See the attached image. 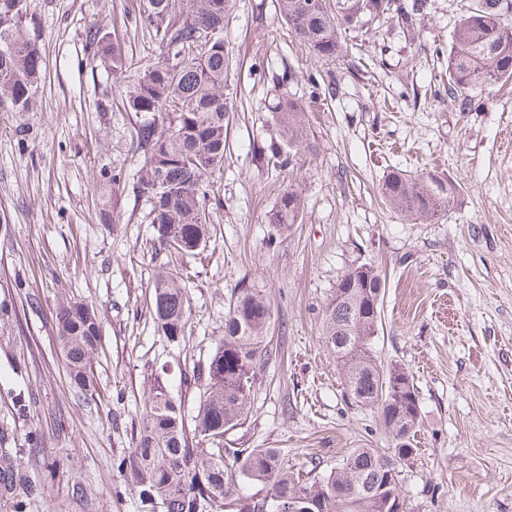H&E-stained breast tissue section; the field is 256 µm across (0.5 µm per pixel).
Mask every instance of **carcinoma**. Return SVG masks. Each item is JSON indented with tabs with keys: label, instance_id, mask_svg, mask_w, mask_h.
<instances>
[{
	"label": "carcinoma",
	"instance_id": "obj_1",
	"mask_svg": "<svg viewBox=\"0 0 512 512\" xmlns=\"http://www.w3.org/2000/svg\"><path fill=\"white\" fill-rule=\"evenodd\" d=\"M291 33L318 59L343 56L342 32L393 19L411 29L423 15L426 0H277ZM505 0H472L455 26L448 46V96L471 111L484 87L512 79V24L503 16ZM231 0H143L141 17L161 54L128 91L126 105L136 123L133 142L143 159L136 189L147 197L148 216L165 249L197 254L211 238L206 210L208 177L224 165L230 115L224 97L229 54L224 19ZM30 11L19 14L16 0H0V103L16 112L30 111L39 91L43 53L30 37ZM199 27L213 39L196 48ZM87 48L116 77L126 71L124 35L104 28L89 32ZM277 134L254 154L282 169L300 152H313L298 100L280 96L271 104ZM455 187L401 172L389 173L382 185L385 203L402 216L427 221L448 210ZM302 198L288 188L267 213V223L285 229L297 222ZM151 310L159 335L171 344L185 340L188 297L172 269L160 267L151 284ZM386 280L375 267L351 268L327 302L322 339L336 357L344 393L377 414L392 448H355L337 467L303 477L288 467L278 448H237L232 436L250 417L259 374L279 356L268 336L273 313L257 289L241 284L224 311V336L206 363L184 374L197 390L189 415L162 379H155L145 401L147 421L134 446L119 463L131 477L132 490L145 512H212L219 504L229 512H406L398 480L399 466L417 454L412 443L420 423L414 378L406 367L382 360L378 334ZM60 350L68 360L74 385L93 390L90 353L100 338L94 310L64 304L56 313ZM209 443L207 448L197 444ZM13 449L0 448V496L22 491L18 501L43 494L14 461ZM241 481L266 485L264 498L237 494Z\"/></svg>",
	"mask_w": 512,
	"mask_h": 512
}]
</instances>
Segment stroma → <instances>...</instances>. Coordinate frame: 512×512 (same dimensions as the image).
Wrapping results in <instances>:
<instances>
[{"instance_id": "35a3bbf8", "label": "stroma", "mask_w": 512, "mask_h": 512, "mask_svg": "<svg viewBox=\"0 0 512 512\" xmlns=\"http://www.w3.org/2000/svg\"><path fill=\"white\" fill-rule=\"evenodd\" d=\"M465 2L427 0L416 31L389 26L381 50L346 31L359 53L324 62L290 34L276 0H231V123L207 200L214 236L173 261L132 188L141 158L123 100L159 55L139 0H33L43 82L30 111L0 110V446L44 488L26 512H141L116 464L146 420L144 400L161 376L196 405L181 375L206 362L243 282L270 304L280 356L260 375L238 446L281 449L303 472L390 447L373 409L343 396L320 339L326 302L362 263L386 278L379 349L418 390V454L400 467L407 512H512V90H485L469 112L445 92ZM99 25L125 36L120 79L86 48ZM279 93L304 102L314 146L282 171L253 154ZM393 169L453 184L448 212L422 223L389 208L381 185ZM288 187L303 206L282 233L266 214ZM168 261L189 296L179 345L156 333L146 292ZM70 302L101 325L90 395L60 352L55 311ZM21 392L33 400L24 415Z\"/></svg>"}]
</instances>
